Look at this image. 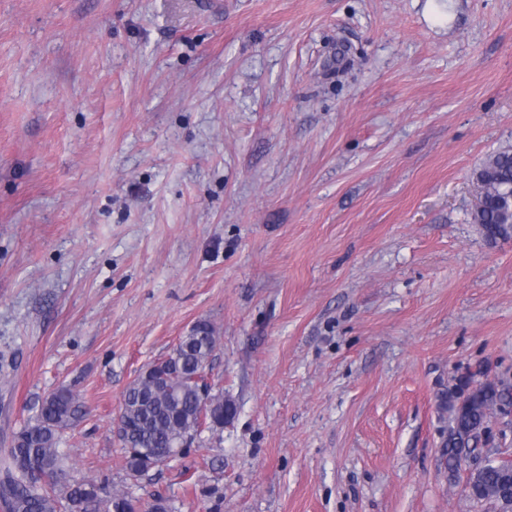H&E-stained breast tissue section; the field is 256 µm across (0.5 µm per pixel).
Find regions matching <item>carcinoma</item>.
Listing matches in <instances>:
<instances>
[{
	"mask_svg": "<svg viewBox=\"0 0 512 512\" xmlns=\"http://www.w3.org/2000/svg\"><path fill=\"white\" fill-rule=\"evenodd\" d=\"M473 183L485 196L483 208L472 213L473 223L487 238L512 240V222H507L501 204V192L512 187V149L483 162ZM216 343L211 325L201 322L161 361L160 374L151 371L127 387L123 402L131 431L121 442L129 477L137 480L150 471L137 449L164 452L183 437L198 439L206 429L224 427V411H235L224 393L213 392L205 382ZM510 406L508 378L481 382L476 388L459 383L438 396L439 409L448 414V439L442 449L448 479H454L461 461L476 450L491 418ZM82 413L79 397L64 386L42 400L34 421L21 427L11 446L0 452V512H137V501L129 493L106 482L64 479L62 435ZM508 471L505 461L487 460L470 475L472 500L502 512L512 508Z\"/></svg>",
	"mask_w": 512,
	"mask_h": 512,
	"instance_id": "cac0c4a2",
	"label": "carcinoma"
}]
</instances>
